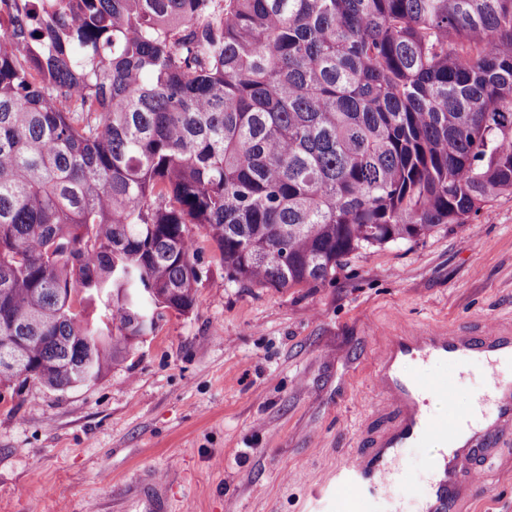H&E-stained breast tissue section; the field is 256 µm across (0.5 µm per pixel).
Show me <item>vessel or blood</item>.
<instances>
[{"label":"vessel or blood","mask_w":512,"mask_h":512,"mask_svg":"<svg viewBox=\"0 0 512 512\" xmlns=\"http://www.w3.org/2000/svg\"><path fill=\"white\" fill-rule=\"evenodd\" d=\"M439 361L451 377L423 379L420 366ZM512 336H455L432 328L389 337L375 361V381L386 397L391 423L358 449L336 472V490L343 493L346 512H377L380 492L404 478L403 451L424 442L445 441L426 478L418 512H456L461 487L478 455L492 456L494 439L512 435ZM478 369L494 397V408L428 412L431 400L447 398L454 382Z\"/></svg>","instance_id":"1"}]
</instances>
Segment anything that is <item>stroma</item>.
<instances>
[{"mask_svg": "<svg viewBox=\"0 0 512 512\" xmlns=\"http://www.w3.org/2000/svg\"><path fill=\"white\" fill-rule=\"evenodd\" d=\"M191 310L94 384L15 380L0 393V512H336L337 468L390 421L373 363L386 337L435 326L512 335V197L467 224L359 251L316 288L228 282L198 236ZM479 467L463 512H512V437ZM436 451L405 449L383 501L415 512Z\"/></svg>", "mask_w": 512, "mask_h": 512, "instance_id": "stroma-1", "label": "stroma"}]
</instances>
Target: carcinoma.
Masks as SVG:
<instances>
[{
    "instance_id": "cac0c4a2",
    "label": "carcinoma",
    "mask_w": 512,
    "mask_h": 512,
    "mask_svg": "<svg viewBox=\"0 0 512 512\" xmlns=\"http://www.w3.org/2000/svg\"><path fill=\"white\" fill-rule=\"evenodd\" d=\"M512 195V0H9L0 336L87 386L202 280L316 288Z\"/></svg>"
}]
</instances>
